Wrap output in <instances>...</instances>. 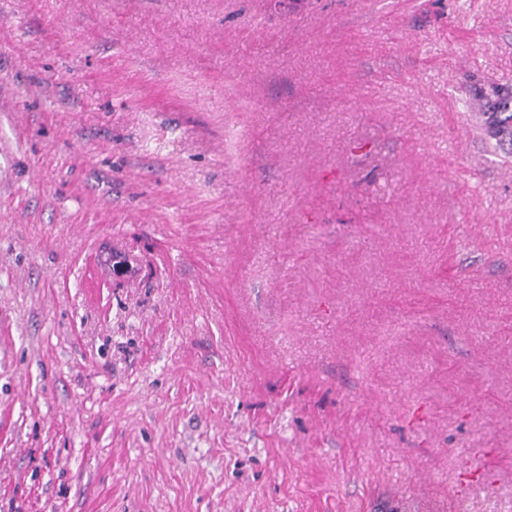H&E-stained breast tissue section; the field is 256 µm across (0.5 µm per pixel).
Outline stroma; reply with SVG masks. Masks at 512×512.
Wrapping results in <instances>:
<instances>
[{"mask_svg": "<svg viewBox=\"0 0 512 512\" xmlns=\"http://www.w3.org/2000/svg\"><path fill=\"white\" fill-rule=\"evenodd\" d=\"M512 0H0V512H512ZM488 129L490 136L497 139L499 144L507 142L512 146V112H491Z\"/></svg>", "mask_w": 512, "mask_h": 512, "instance_id": "stroma-1", "label": "stroma"}]
</instances>
